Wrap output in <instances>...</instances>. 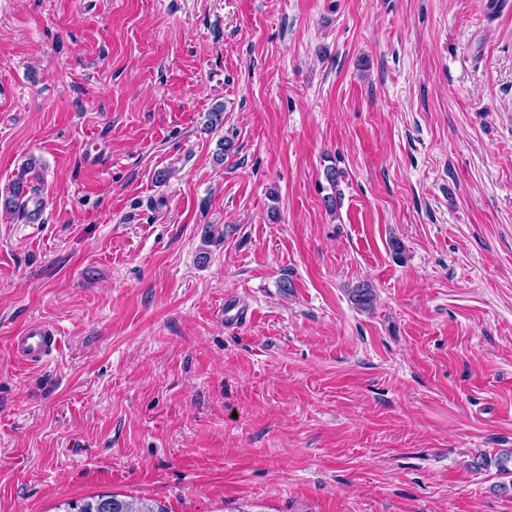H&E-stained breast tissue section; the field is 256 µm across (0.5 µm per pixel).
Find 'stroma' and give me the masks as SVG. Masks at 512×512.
<instances>
[{
	"label": "stroma",
	"mask_w": 512,
	"mask_h": 512,
	"mask_svg": "<svg viewBox=\"0 0 512 512\" xmlns=\"http://www.w3.org/2000/svg\"><path fill=\"white\" fill-rule=\"evenodd\" d=\"M30 158L0 512H512V0H0ZM13 354L26 362H41L58 346L57 331L44 323H31L12 336ZM59 512H168L157 503L140 499H118L115 495H99L80 501H68Z\"/></svg>",
	"instance_id": "1"
}]
</instances>
